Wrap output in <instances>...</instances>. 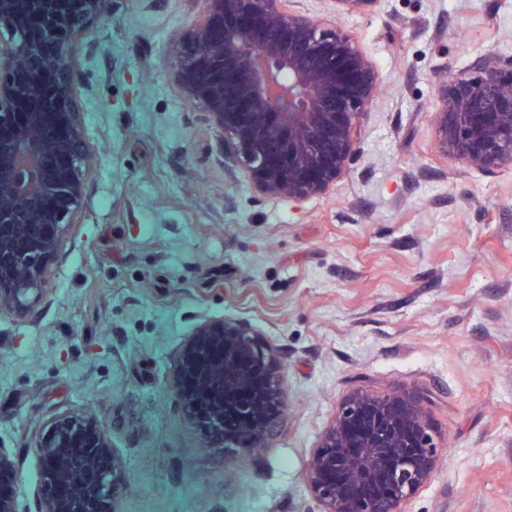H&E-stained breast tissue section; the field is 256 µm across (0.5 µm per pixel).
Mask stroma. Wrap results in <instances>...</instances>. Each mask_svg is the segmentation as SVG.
Returning <instances> with one entry per match:
<instances>
[{"label": "stroma", "mask_w": 512, "mask_h": 512, "mask_svg": "<svg viewBox=\"0 0 512 512\" xmlns=\"http://www.w3.org/2000/svg\"><path fill=\"white\" fill-rule=\"evenodd\" d=\"M360 40L381 86L326 195L257 191L177 74L204 0H108L73 45L91 152L44 299L0 313V449L35 512L38 439L85 414L123 458L119 512H320L307 471L352 392L420 398L442 450L401 512H512V162L438 153L441 69L512 52V0H383L364 16L290 0ZM249 321L288 408L260 457L211 446L178 403L205 318Z\"/></svg>", "instance_id": "obj_1"}]
</instances>
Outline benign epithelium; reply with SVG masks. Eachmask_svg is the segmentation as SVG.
<instances>
[{"label": "benign epithelium", "instance_id": "obj_1", "mask_svg": "<svg viewBox=\"0 0 512 512\" xmlns=\"http://www.w3.org/2000/svg\"><path fill=\"white\" fill-rule=\"evenodd\" d=\"M107 0H27L37 38L15 39L16 0H0V124L14 118L13 74L25 68L29 112L0 141V312L25 316L41 301L50 264L76 216L88 154L70 45ZM286 0H207V14L178 59L189 96L224 133L226 155L274 198L327 194L356 152L360 117L380 87L374 61L342 29L288 10ZM336 14L365 15L381 0H332ZM475 74L438 84L435 148L491 171L512 160V55L494 50ZM70 155L76 167L57 170ZM175 396L204 434L220 426L224 450L254 455L286 404L277 351L246 320L198 322L172 378ZM43 480L36 512H101L123 489V461L92 419L64 415L38 440ZM107 454L108 469L87 459ZM438 444L421 400L398 391L353 392L321 435L307 472L321 512H399L432 477Z\"/></svg>", "mask_w": 512, "mask_h": 512}]
</instances>
